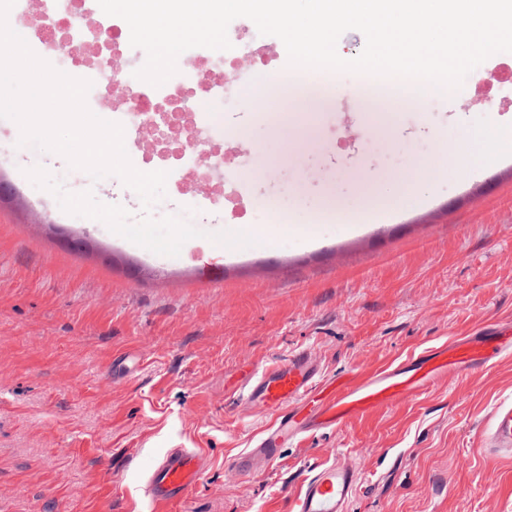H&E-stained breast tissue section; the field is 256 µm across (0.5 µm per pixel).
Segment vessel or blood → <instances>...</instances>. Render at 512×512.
Instances as JSON below:
<instances>
[{
	"label": "vessel or blood",
	"mask_w": 512,
	"mask_h": 512,
	"mask_svg": "<svg viewBox=\"0 0 512 512\" xmlns=\"http://www.w3.org/2000/svg\"><path fill=\"white\" fill-rule=\"evenodd\" d=\"M511 357L509 323H490L380 372L338 377L323 385L311 359L295 354L258 371L246 386V401L266 408L276 422L227 466L241 480H251L259 467L274 465L298 435L343 428L352 418L426 394L442 382L469 377ZM482 452L492 470L512 460L511 399L499 401L489 414ZM203 471L204 459L198 452L170 449L148 478L152 512H173L193 494ZM359 480L357 468L335 457L310 465L292 495V512H349Z\"/></svg>",
	"instance_id": "1"
}]
</instances>
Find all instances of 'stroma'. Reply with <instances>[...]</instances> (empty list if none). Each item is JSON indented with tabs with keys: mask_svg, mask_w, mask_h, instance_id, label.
Listing matches in <instances>:
<instances>
[{
	"mask_svg": "<svg viewBox=\"0 0 512 512\" xmlns=\"http://www.w3.org/2000/svg\"><path fill=\"white\" fill-rule=\"evenodd\" d=\"M322 78L341 90L335 109L293 154L268 116L205 103L228 185L246 188L238 221L266 242L217 247L223 209L192 201L224 185L186 175L150 212L201 230L176 257L64 212L25 169L143 215L119 178L20 150L0 118V512H150L149 470L172 448L205 460L177 512H290L303 468L331 452L361 473L350 512H512V461L491 473L480 452L512 359L299 436L251 481L226 470L274 421L241 399L250 368L304 352L325 383L512 322V151L473 167L466 134L489 105L512 126V53L468 74L467 98L431 91L427 112L382 96L377 125L365 75Z\"/></svg>",
	"mask_w": 512,
	"mask_h": 512,
	"instance_id": "stroma-1",
	"label": "stroma"
}]
</instances>
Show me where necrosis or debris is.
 Returning a JSON list of instances; mask_svg holds the SVG:
<instances>
[{"label":"necrosis or debris","mask_w":512,"mask_h":512,"mask_svg":"<svg viewBox=\"0 0 512 512\" xmlns=\"http://www.w3.org/2000/svg\"><path fill=\"white\" fill-rule=\"evenodd\" d=\"M13 10L27 17L29 31L39 35L40 39H48L52 31L59 28L68 44L96 47L97 53L92 59L71 56L63 64L64 70L92 80L88 102L99 103L106 98L108 88L102 77L106 71L116 68L118 58H139L144 54L143 49L131 47L130 30L123 24L113 19L88 21L84 0H41L39 10L35 12L30 10L28 0H16ZM227 35L230 49H189L185 57L178 59V71L167 82L159 87L148 83L135 86L131 100L112 115L113 121L123 125L125 135L152 131L159 136L165 170L190 169L195 154L201 151L208 152L215 165L224 163V139L199 124L203 112L198 104L216 99L229 100L233 92L223 82L205 78L203 65L221 68L250 61L251 69L244 74V85L249 89L253 88L254 76L259 72L267 74L273 85L287 80L285 73L271 68L263 53L267 38L259 34L257 27L234 21L230 23ZM178 120L183 123L180 137L168 139L167 130Z\"/></svg>","instance_id":"4bbe7bcc"}]
</instances>
